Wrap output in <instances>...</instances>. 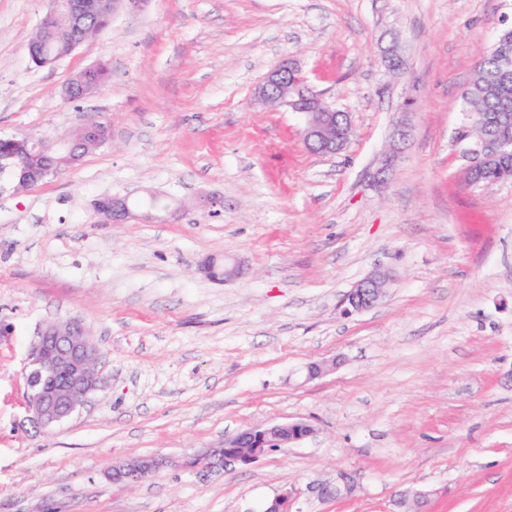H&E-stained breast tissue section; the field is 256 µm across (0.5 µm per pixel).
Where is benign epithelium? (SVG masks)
Instances as JSON below:
<instances>
[{
    "label": "benign epithelium",
    "mask_w": 512,
    "mask_h": 512,
    "mask_svg": "<svg viewBox=\"0 0 512 512\" xmlns=\"http://www.w3.org/2000/svg\"><path fill=\"white\" fill-rule=\"evenodd\" d=\"M52 8L44 20L56 24L66 23L65 31H76L89 21L112 16L117 10L138 11L148 0H51ZM106 65H92L71 80L64 89L67 99L87 98L96 93L92 76ZM299 72L291 59L282 60L258 87L257 95L266 101L278 100L283 107L305 116L303 141L310 147L321 149L323 154L336 153V113L329 108L321 95L305 82L293 79ZM80 130L86 139L98 143L110 140V133L101 132L100 126L85 121ZM410 135V127L402 121L395 125L389 153L376 172L377 182L386 180V173L402 152ZM12 147L0 151V170L9 174L18 186L32 187L42 182L50 170L55 155L68 151L73 167L81 165L84 154L77 152L68 138L53 136H14ZM512 149V140L503 133L495 139L481 138L469 142L465 155L469 165L464 169V179H469L485 167L498 153ZM134 204L126 197L106 196L95 204L101 224H124L133 216ZM201 271L215 280L224 282L243 274L240 262L224 258V265L210 259L201 265ZM386 276L373 274L360 280L346 295L344 311L359 313L374 307L384 294ZM99 352L93 339L76 320L47 325L40 333L28 355L25 384L27 395L25 410L28 420L36 427L48 429L68 419L93 392L99 383L97 365ZM314 432L313 426L303 420L275 422L251 427L231 437L223 438L217 445L194 460L203 468L216 460L224 465H249L275 448L291 447ZM167 461L156 457H139L112 465L108 476L115 483H140L165 467Z\"/></svg>",
    "instance_id": "1"
}]
</instances>
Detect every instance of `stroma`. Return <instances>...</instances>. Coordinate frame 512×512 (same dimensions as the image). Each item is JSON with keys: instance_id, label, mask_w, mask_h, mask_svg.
<instances>
[{"instance_id": "1", "label": "stroma", "mask_w": 512, "mask_h": 512, "mask_svg": "<svg viewBox=\"0 0 512 512\" xmlns=\"http://www.w3.org/2000/svg\"><path fill=\"white\" fill-rule=\"evenodd\" d=\"M50 0H0V137L110 141L23 192L0 178V512H512V182L467 185L453 132L512 0H149L55 64L27 43ZM396 45L404 65L382 54ZM286 58L347 112L339 153L305 148L302 114L261 103ZM105 62L94 96L62 91ZM411 136L373 175L400 112ZM169 195L177 218L98 223L105 196ZM224 199L221 217L200 206ZM240 259L224 282L200 270ZM373 308L344 315L360 280ZM79 319L102 384L45 431L24 367L45 325ZM336 360L322 378L307 364ZM314 433L227 471L191 459L243 429ZM170 464L126 487L112 464ZM93 120H96V119H89V120L85 121L79 127V129L85 134V137L87 140L95 141V142H98L99 144L101 142L107 143L110 140V132L109 133L108 132L101 133L100 126H99V125H103L105 127H108L107 121L100 119V120H98L99 125H97V124L92 123ZM79 129L76 130L70 138L76 140L77 142H79L82 145V151H86L87 153H89V152L95 150L96 148H99L94 145H86L85 144L86 140L83 139ZM83 148L85 150H83ZM386 276L373 274L360 280L346 295L344 311L359 313L374 307L384 294Z\"/></svg>"}]
</instances>
